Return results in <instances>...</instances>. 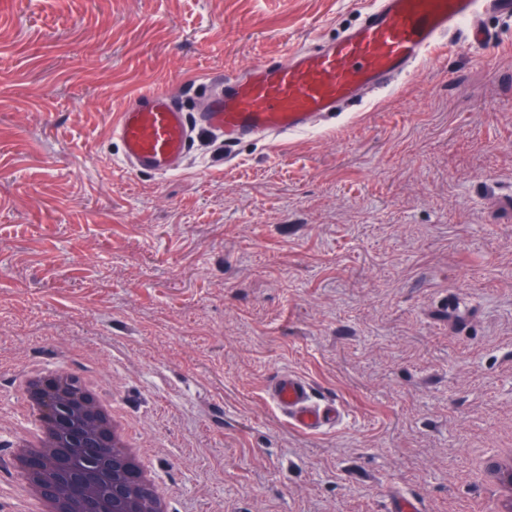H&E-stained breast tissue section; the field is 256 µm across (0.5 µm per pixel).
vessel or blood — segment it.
Returning <instances> with one entry per match:
<instances>
[{"instance_id": "b4317fda", "label": "vessel or blood", "mask_w": 512, "mask_h": 512, "mask_svg": "<svg viewBox=\"0 0 512 512\" xmlns=\"http://www.w3.org/2000/svg\"><path fill=\"white\" fill-rule=\"evenodd\" d=\"M512 17V0H364L359 21L338 37L289 50L177 91L133 96L113 126L126 168L180 172L200 136L232 148L281 141L325 127L342 112L376 100L412 75L450 34L465 29L470 50L495 41L486 15ZM289 426L309 435L343 421L338 402L320 401L303 376L281 370L265 389Z\"/></svg>"}]
</instances>
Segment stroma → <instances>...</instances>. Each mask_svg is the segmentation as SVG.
<instances>
[{
  "mask_svg": "<svg viewBox=\"0 0 512 512\" xmlns=\"http://www.w3.org/2000/svg\"><path fill=\"white\" fill-rule=\"evenodd\" d=\"M362 0H0V455L20 380L126 412L173 512H479L512 447V23L325 129L164 178L123 168L134 94L285 56ZM341 403L290 428L281 369Z\"/></svg>",
  "mask_w": 512,
  "mask_h": 512,
  "instance_id": "35a3bbf8",
  "label": "stroma"
}]
</instances>
